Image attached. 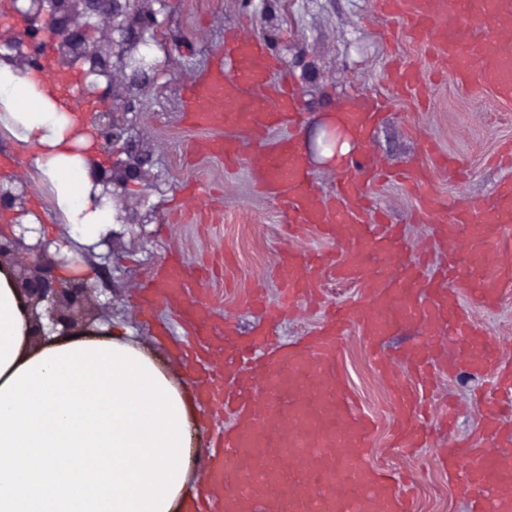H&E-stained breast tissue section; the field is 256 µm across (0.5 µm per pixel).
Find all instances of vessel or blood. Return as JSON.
Wrapping results in <instances>:
<instances>
[{"mask_svg":"<svg viewBox=\"0 0 512 512\" xmlns=\"http://www.w3.org/2000/svg\"><path fill=\"white\" fill-rule=\"evenodd\" d=\"M375 9L378 16L403 19L405 35L461 82L512 99V0H375ZM484 26L493 37L481 34ZM275 71L262 42L232 29L217 64L184 97L192 124L213 132L194 144L196 153L222 159L228 168L246 162L251 183L281 206L289 233L313 227L338 247L282 254L278 299L255 295L251 301L272 316L292 314L301 303L319 302L328 279L360 284L364 297L332 307L310 336L282 345L265 328L242 338L214 324L199 277L182 261L141 283L140 310L163 300L183 311L194 330L189 355L210 360L200 392L229 420L207 464V492L191 496L187 512H415L412 483L372 459L375 423L351 398L336 350L347 327H356L376 350L404 321L420 325L419 340L398 361L375 357L395 388L397 447L425 443L429 397L439 378L433 364L440 349L460 341L459 364L487 374L490 400L481 448L467 457L445 449L441 463L473 512H512V363L501 361L495 342L460 301L465 293L475 304H497L512 271V179L476 212L450 218L433 202L423 205L445 263L439 272L422 274L397 225L365 216L371 183L391 177V170L350 158L332 194L317 195L299 139L307 115L291 79ZM390 74L397 92L419 85L415 69L395 65ZM385 109L383 100L364 94L346 118L366 140ZM399 362L410 368V379L398 378Z\"/></svg>","mask_w":512,"mask_h":512,"instance_id":"vessel-or-blood-1","label":"vessel or blood"}]
</instances>
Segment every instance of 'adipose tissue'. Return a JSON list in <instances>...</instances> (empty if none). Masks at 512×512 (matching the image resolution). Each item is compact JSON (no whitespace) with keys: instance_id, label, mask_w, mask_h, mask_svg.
<instances>
[{"instance_id":"1","label":"adipose tissue","mask_w":512,"mask_h":512,"mask_svg":"<svg viewBox=\"0 0 512 512\" xmlns=\"http://www.w3.org/2000/svg\"><path fill=\"white\" fill-rule=\"evenodd\" d=\"M9 82L13 101L24 103L23 111L7 119V128L32 153L36 170L48 182L65 222L84 237L96 239L108 232L111 210L93 203L88 182L74 183L75 170L69 138L76 117L53 111L43 92L23 73L0 72ZM71 336L53 335L41 342L31 336L27 308L15 286L9 268L0 269V386L5 385L21 366L49 349L71 344Z\"/></svg>"}]
</instances>
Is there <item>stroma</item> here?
<instances>
[{
	"label": "stroma",
	"mask_w": 512,
	"mask_h": 512,
	"mask_svg": "<svg viewBox=\"0 0 512 512\" xmlns=\"http://www.w3.org/2000/svg\"><path fill=\"white\" fill-rule=\"evenodd\" d=\"M159 19L164 37L153 55L160 78L157 85L143 89L142 111L129 116L134 133L145 140L153 156L143 182L125 193L137 224L119 229L106 245L82 240L63 223L29 152L1 124L0 159L16 160L12 175L36 192L29 206L41 215L45 238L81 252L78 271L63 267L58 274L68 278L76 273L94 285L95 303L104 316L100 329L159 353L176 381L194 382L193 370L179 351L191 328L179 310L163 301L149 316L137 317V284L171 257H180L189 269L210 273L207 288L215 320L231 324L242 336L264 321L249 303L252 288H262L272 298L279 286L275 264L285 226L278 205L254 189L245 167L229 171L223 161L188 150L209 132L186 123L184 90L199 72L217 62L225 29L246 27L266 43L281 72L294 80L308 114L301 134L305 143L318 140L327 105L366 92L389 95L384 73L390 60L401 59L418 71L425 96L411 93L394 98L372 137L357 147L359 153L398 169L410 166L425 140L438 153L463 160L467 174L463 180L436 167L417 190L397 181L372 187L375 204L392 223L403 226L409 251H418L430 232L429 225L413 220L422 201L433 200L452 213L478 208L491 200L501 181L512 177V166L496 161L501 146L512 141V100L500 99L481 85L462 84L452 75H438L425 47L407 39L401 20L376 16L374 0H176ZM198 182L214 189L210 222L187 218L171 223L188 189ZM469 311L484 334L497 341L501 355L512 352V287L494 308L473 305ZM337 349L346 384L359 405L379 422L374 446L384 448L395 413L393 394L357 329L345 331ZM486 381L485 375L469 368L440 377L437 399L455 409L451 433L434 430L429 445L393 459V466L420 486L416 512H469L466 497L449 484L441 469L438 451L452 439L475 442L482 417L478 392Z\"/></svg>",
	"instance_id": "stroma-1"
}]
</instances>
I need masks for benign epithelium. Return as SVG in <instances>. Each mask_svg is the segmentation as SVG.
Here are the masks:
<instances>
[{"mask_svg":"<svg viewBox=\"0 0 512 512\" xmlns=\"http://www.w3.org/2000/svg\"><path fill=\"white\" fill-rule=\"evenodd\" d=\"M155 2L160 9H137L134 0H14L12 19L0 24V59L11 69L39 71L50 58L58 70L79 76L73 86L77 95L88 94L98 102L99 110L88 113L87 125L74 128L71 138L90 136L102 159L93 158L85 146H75L72 152L87 160L92 196L112 203L114 222L124 226L134 218L123 189L144 180L152 157L140 152L126 120L139 99L133 93H117L112 73L119 70L134 79L145 78L138 49L157 42L160 11L174 5L172 0ZM105 23V40L89 42L90 34ZM29 193L27 182L10 174L0 176V213L9 219V230L0 232V266L13 269L35 334H68L87 316L94 288L80 278L65 280L55 274L75 257L58 250L50 253V243L41 236L40 215L28 207Z\"/></svg>","mask_w":512,"mask_h":512,"instance_id":"1","label":"benign epithelium"}]
</instances>
